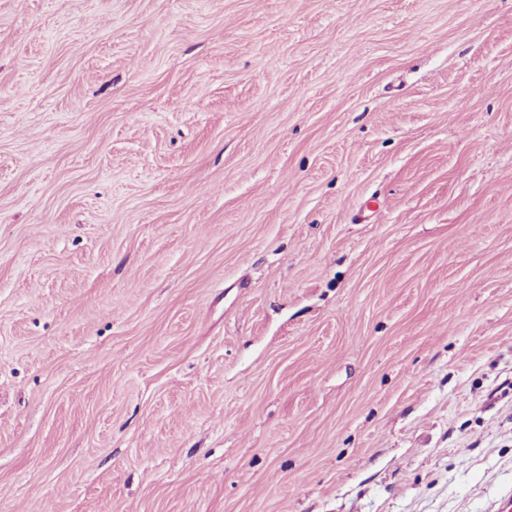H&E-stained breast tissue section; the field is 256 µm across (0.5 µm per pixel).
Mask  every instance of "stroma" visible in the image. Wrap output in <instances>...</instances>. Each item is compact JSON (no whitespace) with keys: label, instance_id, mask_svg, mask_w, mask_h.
<instances>
[{"label":"stroma","instance_id":"obj_1","mask_svg":"<svg viewBox=\"0 0 512 512\" xmlns=\"http://www.w3.org/2000/svg\"><path fill=\"white\" fill-rule=\"evenodd\" d=\"M512 512V0H0V512Z\"/></svg>","mask_w":512,"mask_h":512}]
</instances>
